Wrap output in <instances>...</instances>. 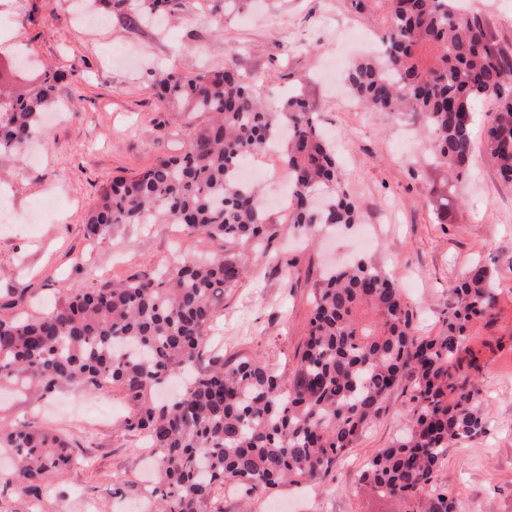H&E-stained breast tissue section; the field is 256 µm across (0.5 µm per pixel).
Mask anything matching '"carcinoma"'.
Segmentation results:
<instances>
[{"mask_svg":"<svg viewBox=\"0 0 512 512\" xmlns=\"http://www.w3.org/2000/svg\"><path fill=\"white\" fill-rule=\"evenodd\" d=\"M99 2L143 25L187 8V0ZM251 2L198 0L226 18ZM347 2L384 45L348 68L355 101L370 111L413 113L432 136L434 161L460 176L475 151L473 107L493 99L498 111L484 148L512 183V46L496 40L486 15L462 0ZM64 77L47 72L18 96L0 88V151H19L34 136ZM154 87L160 101L205 121L183 154L102 189L86 217L89 236L149 219L226 243L262 240L270 217L258 189L239 181L238 167L279 126L293 189L288 223L309 234L317 224L359 221L316 105L304 94L265 109L256 84L231 60L198 73L166 71ZM246 268L245 256L184 263L150 279L72 289L39 317L0 316V383L44 393L110 384L128 393L140 401L130 428L160 457L146 488L153 512H207L226 483L249 494L323 483L407 379L415 405L408 432L366 461L361 480L402 500L406 512H458L438 473L449 443L486 429L480 353L469 336L497 305L489 269L476 265L451 288L446 327L428 338L414 336L413 310L383 270L358 261L328 273L313 294L295 372L285 379L260 355L226 360L207 349L219 300ZM0 447L15 458L11 481L36 504L50 477L74 462L66 440L31 422L1 423Z\"/></svg>","mask_w":512,"mask_h":512,"instance_id":"1","label":"carcinoma"}]
</instances>
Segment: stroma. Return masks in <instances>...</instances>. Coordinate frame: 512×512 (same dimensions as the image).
I'll list each match as a JSON object with an SVG mask.
<instances>
[{"label":"stroma","mask_w":512,"mask_h":512,"mask_svg":"<svg viewBox=\"0 0 512 512\" xmlns=\"http://www.w3.org/2000/svg\"><path fill=\"white\" fill-rule=\"evenodd\" d=\"M7 2L13 28L6 52L17 61L29 58L28 86L49 67L67 76L54 90L65 112L47 116L34 142L38 157L0 151V187L18 215L16 223H0V315L36 317L62 303L71 288L97 290L186 261L246 254L251 266L226 290L209 331L220 336L225 358L260 354L288 376L305 339L313 290L327 268L358 258L381 267L402 289L417 314V333L426 337L446 325L449 284L481 263L493 271L500 292L496 315L477 324L471 338L477 348L494 344L485 350L481 382L487 427L483 435L449 444L441 479L459 512H512V185L499 179L483 145L495 103L475 106V152L459 177L432 165L418 122L357 106L344 85L327 80L329 67L345 72L371 40L344 0H256L228 20L220 36L209 14L193 8L161 31L114 16L88 26L78 0ZM231 57L256 83L264 107L277 106L298 87L315 100L361 223L322 228L309 245L275 208L264 248L226 245L161 223L120 224L88 237L85 218L113 177L183 153L198 127L158 101L154 69L193 73ZM48 195L56 208L28 223L26 214ZM440 201L448 210L439 216L432 206ZM271 252L280 263L269 262ZM20 285L27 288L21 299L14 294ZM410 394L405 381L388 396L325 484L236 493L220 499L222 512H404L402 501L364 489L359 475L404 431L413 413ZM136 411L134 401L109 386L64 384L48 395L0 387V423L29 420L69 440L77 463L50 487L51 504H67V512H117L141 498L146 450L127 427ZM122 476L129 483L114 492L113 480Z\"/></svg>","instance_id":"obj_1"}]
</instances>
